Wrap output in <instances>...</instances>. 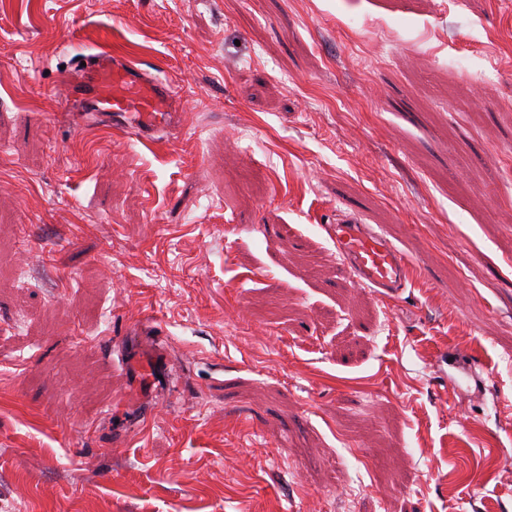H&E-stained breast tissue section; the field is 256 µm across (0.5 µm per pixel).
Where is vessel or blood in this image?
Here are the masks:
<instances>
[{
	"label": "vessel or blood",
	"mask_w": 512,
	"mask_h": 512,
	"mask_svg": "<svg viewBox=\"0 0 512 512\" xmlns=\"http://www.w3.org/2000/svg\"><path fill=\"white\" fill-rule=\"evenodd\" d=\"M79 109L99 113L113 130L149 139L177 123V88L151 77L127 58L102 49L74 65L62 78ZM328 232L354 282L399 296L409 282L406 256L383 234L361 224L356 215L329 225Z\"/></svg>",
	"instance_id": "obj_1"
}]
</instances>
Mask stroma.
Here are the masks:
<instances>
[{
    "mask_svg": "<svg viewBox=\"0 0 512 512\" xmlns=\"http://www.w3.org/2000/svg\"><path fill=\"white\" fill-rule=\"evenodd\" d=\"M0 512H512V0H0ZM62 86L74 105L98 112L114 131L150 139L159 130H172L178 120L177 87L107 48L78 61ZM360 223L352 214L327 225L339 256L357 285L398 297L409 282L406 256L383 234Z\"/></svg>",
    "mask_w": 512,
    "mask_h": 512,
    "instance_id": "stroma-1",
    "label": "stroma"
}]
</instances>
